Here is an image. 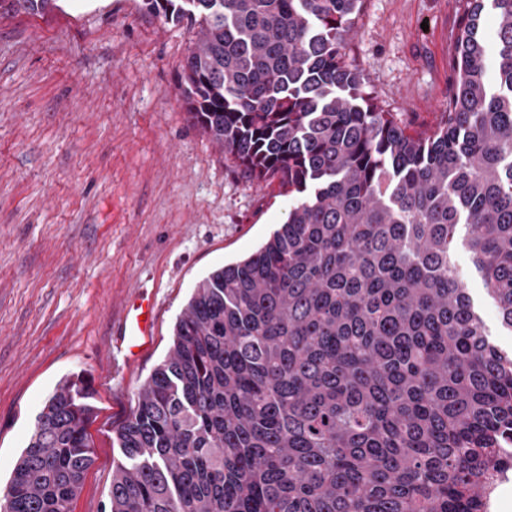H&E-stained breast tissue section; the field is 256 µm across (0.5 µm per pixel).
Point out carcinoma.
<instances>
[{"label":"carcinoma","mask_w":512,"mask_h":512,"mask_svg":"<svg viewBox=\"0 0 512 512\" xmlns=\"http://www.w3.org/2000/svg\"><path fill=\"white\" fill-rule=\"evenodd\" d=\"M141 3L198 26L193 125L291 206L196 284L114 431L106 512H487L512 356L487 342L452 257L463 224L512 330V0H463L455 89L423 132L347 62L361 0ZM97 410L85 372L59 381L0 497L9 512H72Z\"/></svg>","instance_id":"1"}]
</instances>
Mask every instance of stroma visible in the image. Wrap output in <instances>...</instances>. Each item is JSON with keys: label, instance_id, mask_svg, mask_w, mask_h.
<instances>
[{"label": "stroma", "instance_id": "obj_1", "mask_svg": "<svg viewBox=\"0 0 512 512\" xmlns=\"http://www.w3.org/2000/svg\"><path fill=\"white\" fill-rule=\"evenodd\" d=\"M462 0H364L346 49L366 90L414 131L452 91ZM196 27L136 0H60L0 14V491L46 397L85 371L99 413L73 512H104L112 430L166 356L194 286L259 249L286 219L277 185L247 178L194 127L181 74ZM454 264L490 341L512 354L470 254ZM156 306L127 362L113 334L128 297Z\"/></svg>", "mask_w": 512, "mask_h": 512}]
</instances>
